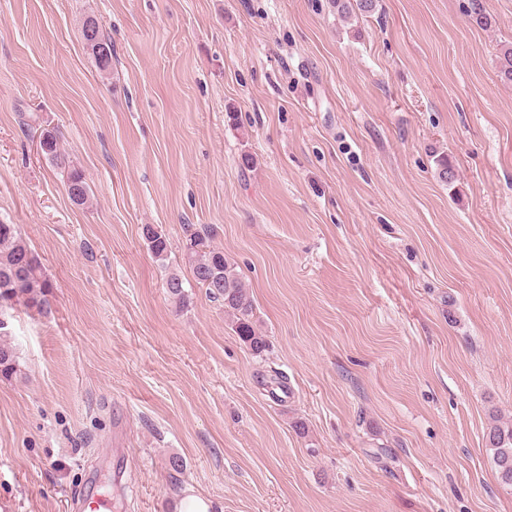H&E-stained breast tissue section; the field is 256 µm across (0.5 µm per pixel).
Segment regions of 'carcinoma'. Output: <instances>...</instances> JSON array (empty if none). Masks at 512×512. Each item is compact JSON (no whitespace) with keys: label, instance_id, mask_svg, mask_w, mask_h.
Listing matches in <instances>:
<instances>
[{"label":"carcinoma","instance_id":"carcinoma-1","mask_svg":"<svg viewBox=\"0 0 512 512\" xmlns=\"http://www.w3.org/2000/svg\"><path fill=\"white\" fill-rule=\"evenodd\" d=\"M332 6L342 18L367 16L375 12L378 0H332ZM499 69L506 80L512 82V45L500 50ZM40 147L44 154L59 168L69 165L68 159L58 148L57 139L49 131L42 133ZM67 192L71 200L84 205L88 201V185L81 171L73 168L67 172ZM143 236L150 250L158 259L167 260L170 252L168 239L147 224ZM213 230L203 234L193 232L187 237L184 259L189 264L194 282L206 290L210 298L224 304L239 340L255 356L269 348L266 336L257 326L255 306L248 287L224 251L212 245ZM48 283L42 265L21 237L13 224H0V310L22 305L39 309L45 303ZM169 297L185 306L188 294L180 275L173 273L166 279ZM17 374V360L12 346L0 342V377L10 379ZM487 443L492 451L499 483L512 488V425L494 423L487 432Z\"/></svg>","mask_w":512,"mask_h":512}]
</instances>
